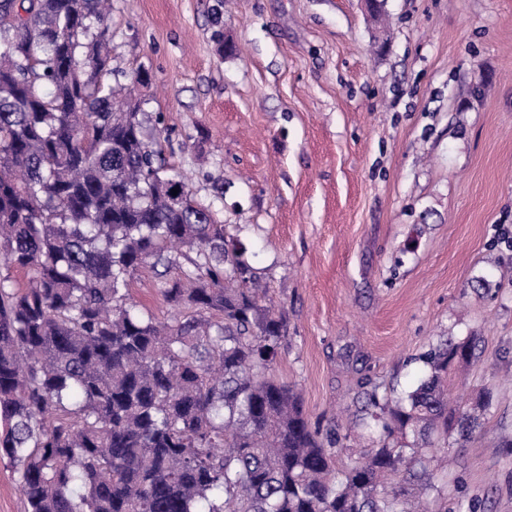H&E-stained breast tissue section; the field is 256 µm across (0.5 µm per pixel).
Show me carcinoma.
Returning a JSON list of instances; mask_svg holds the SVG:
<instances>
[{"instance_id":"cac0c4a2","label":"carcinoma","mask_w":512,"mask_h":512,"mask_svg":"<svg viewBox=\"0 0 512 512\" xmlns=\"http://www.w3.org/2000/svg\"><path fill=\"white\" fill-rule=\"evenodd\" d=\"M111 43L101 0H0V265L28 275L0 274V459L27 512H427L426 450L491 404L448 398L475 337L411 391L359 384L377 445L335 470L342 437L268 375L286 322L246 244L114 104ZM146 267L167 321L131 299Z\"/></svg>"}]
</instances>
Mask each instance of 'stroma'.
<instances>
[{"mask_svg": "<svg viewBox=\"0 0 512 512\" xmlns=\"http://www.w3.org/2000/svg\"><path fill=\"white\" fill-rule=\"evenodd\" d=\"M112 0V66L284 313L272 376L345 431L476 337L432 512H512V0ZM147 72L144 85L133 72Z\"/></svg>", "mask_w": 512, "mask_h": 512, "instance_id": "stroma-1", "label": "stroma"}]
</instances>
